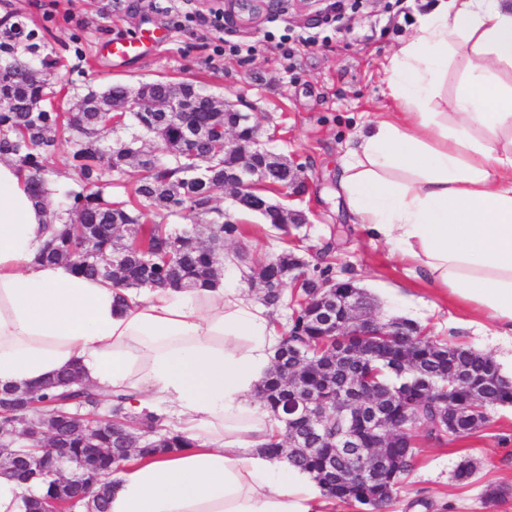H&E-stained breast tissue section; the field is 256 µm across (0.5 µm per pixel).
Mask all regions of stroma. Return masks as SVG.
I'll return each mask as SVG.
<instances>
[{
  "label": "stroma",
  "mask_w": 512,
  "mask_h": 512,
  "mask_svg": "<svg viewBox=\"0 0 512 512\" xmlns=\"http://www.w3.org/2000/svg\"><path fill=\"white\" fill-rule=\"evenodd\" d=\"M439 0H315L298 12L272 0L251 24L232 0H0V43L32 59L53 58L49 110L68 115L89 92L116 82H189L250 115L265 148L297 170L285 202L307 224L288 241L270 236L255 215L237 216L242 232L225 251L246 262L224 268L225 284L259 299L245 273L289 247L313 267L353 279L382 319L402 317L426 335L512 362V343L478 329L481 315L426 281L415 262L373 238L349 212L338 170L349 141L367 121L389 117L393 100L385 70ZM22 26L24 36L14 34ZM147 44L145 53L115 64L103 48L112 39ZM418 460L386 512H512V406L467 438L442 444L417 437ZM472 461V483L455 472ZM506 491L485 502L492 487Z\"/></svg>",
  "instance_id": "1"
}]
</instances>
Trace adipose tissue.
Segmentation results:
<instances>
[{
	"label": "adipose tissue",
	"instance_id": "1",
	"mask_svg": "<svg viewBox=\"0 0 512 512\" xmlns=\"http://www.w3.org/2000/svg\"><path fill=\"white\" fill-rule=\"evenodd\" d=\"M471 55L451 113L431 101L448 55ZM512 0H441L392 56L393 119L363 126L340 176L376 238L416 259L432 284L476 306L512 340ZM51 217L26 176L0 161V385L38 386L68 369L133 414L196 445L114 465L108 512H311V475L264 447L280 424L257 390L281 342L264 309L216 283L144 288L38 259Z\"/></svg>",
	"mask_w": 512,
	"mask_h": 512
}]
</instances>
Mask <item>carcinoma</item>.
<instances>
[{
	"instance_id": "obj_1",
	"label": "carcinoma",
	"mask_w": 512,
	"mask_h": 512,
	"mask_svg": "<svg viewBox=\"0 0 512 512\" xmlns=\"http://www.w3.org/2000/svg\"><path fill=\"white\" fill-rule=\"evenodd\" d=\"M183 88L191 99L190 119L210 128L212 136L189 143L182 127L167 113L151 108L132 112L133 130L129 137L103 150L93 147L100 131L112 126V103L136 93L160 103L166 99L170 83L141 84L137 90L115 83L99 96L87 100L83 118L65 122L58 112L46 109L31 116V109L45 103L52 94L46 81L20 75L0 83V159L9 157L30 172L28 189L36 204L48 203L52 194L49 159L56 152L59 133L69 134L68 162L76 171L80 190H67L59 207L52 211L60 223L51 243L38 259L47 264L70 263L79 274L102 277L119 289L176 288L192 292L217 282L223 275L218 253L227 239L240 231L238 224L224 223V210L215 205L224 191V165L234 160L224 154V123L210 110L209 95L194 84ZM154 134L161 140V152H148L142 138ZM230 150H249L255 162H263L265 150L246 129ZM127 167L139 170L130 199L114 202L104 192V178ZM187 212L199 223L176 232L162 222L164 215ZM301 281L303 296L313 299L300 303L290 316L288 343L277 348L275 358L261 389V397L278 415L289 399L316 391L329 401L357 378L377 371L389 386L384 404L413 415L411 434L364 449L371 464L365 480L351 476L353 461L336 455L334 436L340 420L330 418L321 432L304 422L283 426L281 440L265 446L276 455L288 450L297 467L311 473L319 487L332 500L375 510L389 503L402 479L411 472L417 457L413 437L424 434L431 440L453 441L467 436L488 421L484 409L512 404V381L501 374L494 358L472 348L432 340L422 335L413 321H397L398 329L410 334V344L402 351L385 350L374 338L345 336L343 344L355 356L336 362V343L319 325L314 312L315 291L324 283H336L327 268L311 269L293 251L283 249L249 276L260 286L264 304L276 309L283 302L280 286ZM416 365L432 387L426 397L415 395L399 374ZM478 402L463 405L472 394ZM71 399L66 406L63 401ZM128 397L110 398L109 415L97 417L99 394L79 380L74 371H65L38 387H0V429L9 433L24 428L33 439L43 440L46 419L67 407H80L85 416L61 419L57 430L61 447L71 449L74 458L85 455L84 436L93 432L95 446L110 448L97 459V467L107 475L112 465L130 458L127 449L140 457L168 454L190 448L193 442L180 433L164 432L157 419L145 414L129 424ZM457 416L459 430L442 433L436 418L443 412Z\"/></svg>"
}]
</instances>
